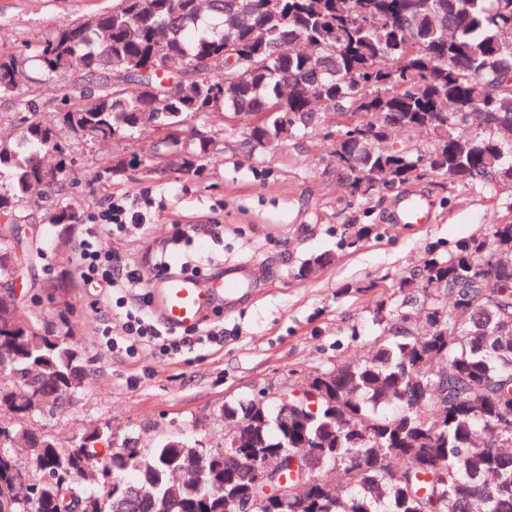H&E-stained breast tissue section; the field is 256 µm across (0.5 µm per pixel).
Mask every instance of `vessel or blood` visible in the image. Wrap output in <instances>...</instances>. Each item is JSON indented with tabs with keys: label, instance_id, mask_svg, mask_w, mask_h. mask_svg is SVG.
<instances>
[{
	"label": "vessel or blood",
	"instance_id": "b4317fda",
	"mask_svg": "<svg viewBox=\"0 0 512 512\" xmlns=\"http://www.w3.org/2000/svg\"><path fill=\"white\" fill-rule=\"evenodd\" d=\"M430 220V212L415 200L405 202L396 217L400 224H426ZM153 281L158 285L155 314L166 327L175 329L198 325L211 305L242 291L240 279L233 274L201 279L157 272Z\"/></svg>",
	"mask_w": 512,
	"mask_h": 512
}]
</instances>
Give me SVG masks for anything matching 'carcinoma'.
Listing matches in <instances>:
<instances>
[{
  "label": "carcinoma",
  "mask_w": 512,
  "mask_h": 512,
  "mask_svg": "<svg viewBox=\"0 0 512 512\" xmlns=\"http://www.w3.org/2000/svg\"><path fill=\"white\" fill-rule=\"evenodd\" d=\"M112 0L100 23L76 20L37 55L43 77L65 81L57 123L21 98L25 65L0 56V98L17 100V135L0 139V217L16 223L37 185L62 192L66 136L96 140L150 130L152 160L194 171L225 143L254 153L323 131L350 202L364 204L411 180L512 193V0ZM236 51L224 72L201 65ZM245 73L240 82L229 76ZM209 119L220 129L184 136ZM425 133L420 148L408 138ZM381 224H346L338 249L354 252ZM42 256L37 239L0 234V281ZM333 256H311V277ZM376 305L384 323L372 355L309 373L285 407L256 397L219 416L242 426L240 446L208 444L201 479L171 488L185 462L176 437L135 436L112 447V428L62 444L38 427L88 377L65 337L0 299V349L30 378L0 386V495L25 448L46 466L32 500L14 512H59L73 487L92 512H224L265 498L252 474L262 460L308 450V486L256 512H512V223L429 254ZM314 406L297 419L291 405Z\"/></svg>",
  "instance_id": "carcinoma-1"
}]
</instances>
